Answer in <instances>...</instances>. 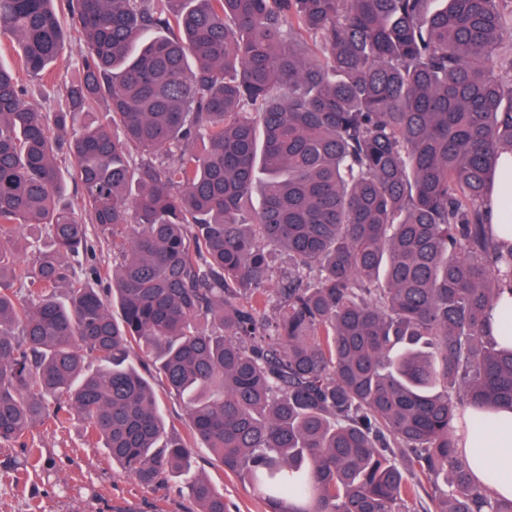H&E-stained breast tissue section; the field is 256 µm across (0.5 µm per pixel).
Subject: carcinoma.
I'll return each instance as SVG.
<instances>
[{
	"label": "carcinoma",
	"instance_id": "carcinoma-1",
	"mask_svg": "<svg viewBox=\"0 0 512 512\" xmlns=\"http://www.w3.org/2000/svg\"><path fill=\"white\" fill-rule=\"evenodd\" d=\"M435 2L0 0V236L48 241L30 264L0 242V447L36 459L28 433L77 414L192 512H225L192 448L266 512H409L422 478L430 512H512L455 429L512 410L490 324L512 249L488 228L512 0ZM57 4L82 45L42 112ZM52 84H48L45 87L38 85L30 87L31 99L39 106L42 112H53L58 107L57 87H53ZM155 391L162 401V407L166 416L169 429L175 427L180 433H185L187 430L185 413L182 407L175 401L167 398L165 388L162 384H154Z\"/></svg>",
	"mask_w": 512,
	"mask_h": 512
}]
</instances>
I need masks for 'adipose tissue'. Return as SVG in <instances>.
Wrapping results in <instances>:
<instances>
[{
    "instance_id": "ef3b65f1",
    "label": "adipose tissue",
    "mask_w": 512,
    "mask_h": 512,
    "mask_svg": "<svg viewBox=\"0 0 512 512\" xmlns=\"http://www.w3.org/2000/svg\"><path fill=\"white\" fill-rule=\"evenodd\" d=\"M498 167L503 190L491 203V231L507 249L512 247V155H502ZM457 437L459 450L490 496L512 498V412L491 415L479 428L458 424Z\"/></svg>"
}]
</instances>
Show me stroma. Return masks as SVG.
Segmentation results:
<instances>
[{
    "instance_id": "1",
    "label": "stroma",
    "mask_w": 512,
    "mask_h": 512,
    "mask_svg": "<svg viewBox=\"0 0 512 512\" xmlns=\"http://www.w3.org/2000/svg\"><path fill=\"white\" fill-rule=\"evenodd\" d=\"M65 25L70 38L53 67L55 85L32 86L30 96L41 111H54L57 83L75 75L81 32L73 20ZM81 417L62 429L39 425L26 438L40 458L28 460L20 448H0V512H189L191 503L179 480L147 485L113 463L103 448L90 446ZM203 474L224 496L226 512H265L263 502L218 465Z\"/></svg>"
}]
</instances>
